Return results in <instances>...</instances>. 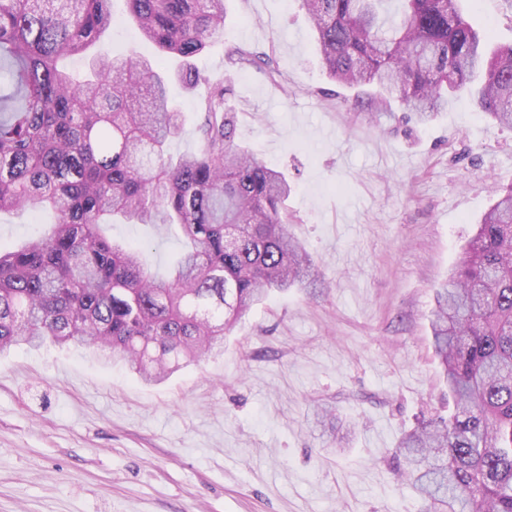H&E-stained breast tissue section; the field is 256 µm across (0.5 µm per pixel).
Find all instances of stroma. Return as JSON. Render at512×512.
<instances>
[{"mask_svg": "<svg viewBox=\"0 0 512 512\" xmlns=\"http://www.w3.org/2000/svg\"><path fill=\"white\" fill-rule=\"evenodd\" d=\"M471 24L512 43V0H462ZM114 56L159 54L113 0ZM238 46L274 70L228 59ZM229 80L238 143L291 185L288 224L320 288L273 291L222 355L158 385L86 350L0 355V512H420L389 465L418 418L447 414L431 345L434 292L492 202L512 184V129L472 94L427 122L364 103L318 63L298 0H227L223 39L197 59ZM52 213H0V249L48 229ZM152 243L167 273L178 230L109 224ZM335 411L339 435L318 422Z\"/></svg>", "mask_w": 512, "mask_h": 512, "instance_id": "35a3bbf8", "label": "stroma"}]
</instances>
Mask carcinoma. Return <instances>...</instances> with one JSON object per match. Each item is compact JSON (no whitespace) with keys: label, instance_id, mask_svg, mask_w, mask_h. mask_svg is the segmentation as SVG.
<instances>
[{"label":"carcinoma","instance_id":"carcinoma-1","mask_svg":"<svg viewBox=\"0 0 512 512\" xmlns=\"http://www.w3.org/2000/svg\"><path fill=\"white\" fill-rule=\"evenodd\" d=\"M111 0H0V211L49 209L50 229L0 251V354L50 342L89 349L146 383L224 348L273 289L323 283L288 231L284 173L235 142L229 86L193 63L224 35V0H126L141 35L181 66L109 56ZM300 0L329 78L377 84L420 122L474 93L512 127V45L488 47L459 0ZM88 62L79 81L72 57ZM206 86L199 149L172 158L182 113L171 78ZM476 224L437 289L432 344L452 407L418 419L395 450L423 512H512V185ZM114 219L179 226L168 275L145 246L112 240Z\"/></svg>","mask_w":512,"mask_h":512}]
</instances>
